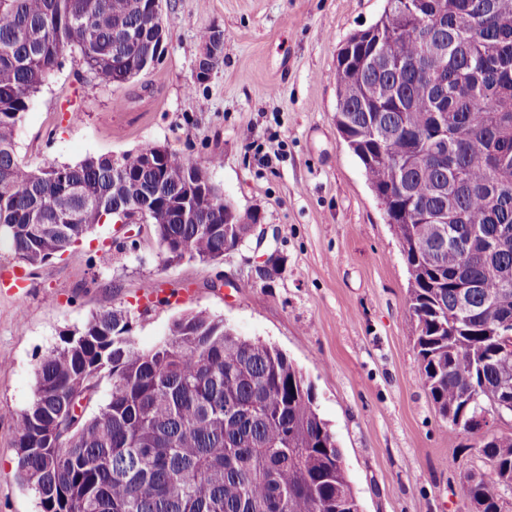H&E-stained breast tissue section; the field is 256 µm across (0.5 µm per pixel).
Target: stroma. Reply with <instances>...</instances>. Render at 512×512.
Here are the masks:
<instances>
[{"label":"stroma","mask_w":512,"mask_h":512,"mask_svg":"<svg viewBox=\"0 0 512 512\" xmlns=\"http://www.w3.org/2000/svg\"><path fill=\"white\" fill-rule=\"evenodd\" d=\"M161 5L159 63L103 86L66 51L24 115L17 153L31 166L147 145L214 157L212 181L266 232L218 261L167 265L153 225L101 224L30 269L27 293L0 292V512H37L16 475L14 419L32 399L38 356L96 312L135 305L153 281L174 297L136 313L137 347L204 310L285 353L313 388L362 512H472L458 485L490 467L476 436L446 428L427 395L399 240L334 119L336 55L386 0ZM208 28L222 31L224 60L198 84ZM246 128L260 151L244 146Z\"/></svg>","instance_id":"stroma-1"}]
</instances>
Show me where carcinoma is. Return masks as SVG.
Listing matches in <instances>:
<instances>
[{"label": "carcinoma", "mask_w": 512, "mask_h": 512, "mask_svg": "<svg viewBox=\"0 0 512 512\" xmlns=\"http://www.w3.org/2000/svg\"><path fill=\"white\" fill-rule=\"evenodd\" d=\"M152 0H0V236L37 267L137 207L167 262L210 263L249 237L224 195L197 198L198 167L165 146L76 165H26L16 132L76 49L99 84L160 60ZM136 35L132 42L122 31ZM336 128L361 162L409 271L410 316L428 395L445 424L495 411L512 321V0H386L336 58ZM131 310L94 314L37 359L15 418L17 478L40 512H352L357 499L311 385L279 349L194 311L151 350ZM95 405L92 413L87 406ZM493 477L459 492L499 512L512 433L479 440Z\"/></svg>", "instance_id": "cac0c4a2"}]
</instances>
